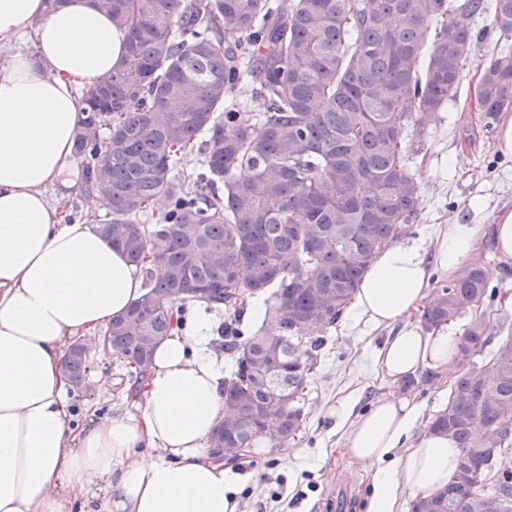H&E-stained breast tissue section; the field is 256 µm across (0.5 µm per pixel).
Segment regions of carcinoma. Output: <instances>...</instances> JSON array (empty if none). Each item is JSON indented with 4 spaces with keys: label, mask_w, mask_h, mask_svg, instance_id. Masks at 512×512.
Listing matches in <instances>:
<instances>
[{
    "label": "carcinoma",
    "mask_w": 512,
    "mask_h": 512,
    "mask_svg": "<svg viewBox=\"0 0 512 512\" xmlns=\"http://www.w3.org/2000/svg\"><path fill=\"white\" fill-rule=\"evenodd\" d=\"M124 35L122 63L81 89L74 153L85 191H110L96 230L139 269L145 294L112 319V353L142 379L173 331L175 303L224 310V460L252 447L270 417L278 442L302 422L308 374L378 254L419 215L407 166L450 101L484 35L512 38V0H98ZM424 68H419L421 58ZM263 100L254 112L248 98ZM484 127L512 108V54L480 73ZM200 168L179 165L189 154ZM151 214L152 223L142 217ZM164 243L155 250L154 241ZM248 336L241 317L263 294ZM480 263L443 281L420 313L430 330L492 304ZM489 326L473 316L462 372L429 431L461 450L454 481L410 512H512V340L471 362ZM85 351L63 369L84 378ZM426 371L402 384L428 390Z\"/></svg>",
    "instance_id": "cac0c4a2"
}]
</instances>
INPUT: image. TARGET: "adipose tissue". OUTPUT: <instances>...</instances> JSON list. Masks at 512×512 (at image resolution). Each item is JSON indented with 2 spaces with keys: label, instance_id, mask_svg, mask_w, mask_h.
Wrapping results in <instances>:
<instances>
[{
  "label": "adipose tissue",
  "instance_id": "1",
  "mask_svg": "<svg viewBox=\"0 0 512 512\" xmlns=\"http://www.w3.org/2000/svg\"><path fill=\"white\" fill-rule=\"evenodd\" d=\"M0 512H236L237 479L210 442L224 418V356L210 314L174 329L156 348L130 414L71 422L65 342L96 336L144 293L122 252L83 222L67 221L48 187L78 188L73 153L80 87L124 58L123 36L96 0H0ZM491 224H441L429 243L398 242L370 265L349 317L389 334L366 373L390 382L426 367L452 374L461 326L424 332L410 321L430 279L453 278L492 234L512 265V207L470 202ZM336 402L351 456L372 467L367 512H398L404 496L453 479L454 441L418 433L412 399H378L354 414ZM106 495L93 500V482Z\"/></svg>",
  "mask_w": 512,
  "mask_h": 512
}]
</instances>
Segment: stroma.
Segmentation results:
<instances>
[{"label":"stroma","mask_w":512,"mask_h":512,"mask_svg":"<svg viewBox=\"0 0 512 512\" xmlns=\"http://www.w3.org/2000/svg\"><path fill=\"white\" fill-rule=\"evenodd\" d=\"M492 53L488 44L469 58L457 102L449 104L422 137L410 140L409 165L417 169L421 183L414 241H429L439 224L474 223L468 207L472 198L485 196L491 204L512 206V157L494 153V133L482 128L476 112L464 109ZM448 154L456 159L451 171L443 168L441 161ZM499 267L493 280L499 294L490 308L492 333L483 351L474 357L480 366L500 344L512 339V265ZM387 334V329L356 324L345 317L326 333L301 402L300 430L269 454H248L236 463L242 476L238 512H365L370 469L342 448L343 431L336 425L335 409L337 400L353 389L358 392L354 407L358 413L379 397L399 395L398 385L360 372L363 356ZM85 344L87 372L82 386L69 394V412L78 425L87 423V407L96 408L101 415L117 414L130 410L132 401L130 373L123 360L105 354L93 339H86ZM299 450L316 459V467L292 470Z\"/></svg>","instance_id":"obj_1"}]
</instances>
